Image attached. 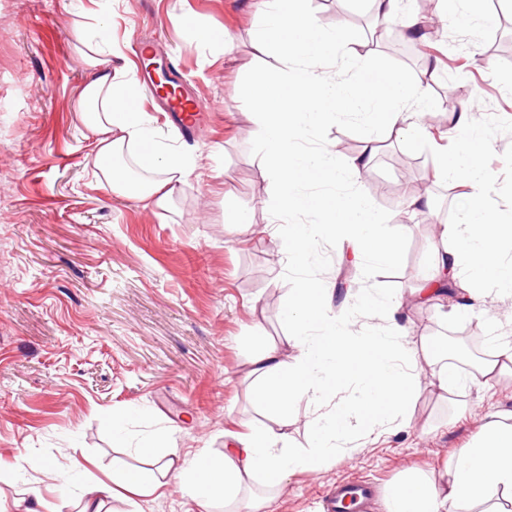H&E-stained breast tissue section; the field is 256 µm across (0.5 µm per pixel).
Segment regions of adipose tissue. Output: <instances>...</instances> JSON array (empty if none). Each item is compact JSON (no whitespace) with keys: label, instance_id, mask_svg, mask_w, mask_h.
Returning a JSON list of instances; mask_svg holds the SVG:
<instances>
[{"label":"adipose tissue","instance_id":"adipose-tissue-1","mask_svg":"<svg viewBox=\"0 0 512 512\" xmlns=\"http://www.w3.org/2000/svg\"><path fill=\"white\" fill-rule=\"evenodd\" d=\"M266 23L256 32L253 48L277 55L280 65L261 72L241 93L257 116L255 139L266 171L282 186L274 204L276 214L314 212L322 230L348 236L353 258L392 261L403 225L396 224L388 238L378 236L379 216L361 197L341 192L329 196L295 198L288 186L299 183L340 182L370 166L374 144H367L344 166L332 154H302L297 150L304 125L352 110L369 123L397 137L418 131L420 114L429 104L421 86H408L383 64L357 69L348 50L344 25L327 30L309 9L308 0H263ZM75 49L87 79L75 107L76 118L94 136V164L108 193L121 194L146 207L168 206L179 185L193 169L180 155L166 152L158 128L137 109V80L132 71L112 63L111 48L96 42L90 24L75 30ZM136 148L141 166L154 178L131 187L123 168L111 160ZM435 260L420 278L418 300L442 296L458 310L473 311L498 298L512 297V225L489 219L479 204H472L458 224L438 227ZM333 291L303 284L288 297L283 314L296 328L298 351L287 362L274 350L253 357L250 377L255 399L264 406L287 409L308 395L334 399L341 379H356L359 405L349 403L323 415L313 431L312 449L281 448L258 424L224 450L223 457H187L177 449L166 451L168 469L175 475L189 472L187 487L198 512L214 500H223L228 512H249L242 491L247 479L261 475L273 485L303 470H315L334 461L336 443L356 426L374 430L383 419L398 416L410 424L409 398L419 387L416 375L404 368L413 352L404 345L399 325L378 333L365 324L345 321L332 307ZM512 494V416L492 415L482 437L456 454L440 481H410L394 487L388 512H474L489 490Z\"/></svg>","mask_w":512,"mask_h":512}]
</instances>
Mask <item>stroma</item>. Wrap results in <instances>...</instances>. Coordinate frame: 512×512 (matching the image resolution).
Segmentation results:
<instances>
[{
	"instance_id": "1",
	"label": "stroma",
	"mask_w": 512,
	"mask_h": 512,
	"mask_svg": "<svg viewBox=\"0 0 512 512\" xmlns=\"http://www.w3.org/2000/svg\"><path fill=\"white\" fill-rule=\"evenodd\" d=\"M309 6L322 25L351 30L359 66L378 60L408 83L422 80L429 52L415 41L374 37L368 0ZM83 22L109 26L128 63L137 41L151 42L154 56L179 62L185 91L211 105L196 135L183 136L159 108L148 74L137 72L142 112L168 134V149L197 170L167 209L106 193L91 173L93 137L73 112L85 71L71 35ZM260 24L246 0H112L106 12L100 0H0V458L36 463L1 476V498L36 486L43 512H79L82 487L111 480L117 455L128 471L161 481L163 489L148 498L116 490L110 512H198L186 497V478L146 466L140 449L219 455L255 421L283 446L308 447L310 425L324 406L306 398L284 414L262 409L247 376L261 350L294 359V329L282 307L304 282L336 289L335 310L374 327L394 315L373 300L400 303L395 317L421 361L413 423L355 433L340 440L335 461L278 486L251 481L253 512H323L325 491L355 476L377 487L371 512H385L395 485L414 475L439 479L483 433L488 414L512 412L507 375L447 398L428 388L427 346L447 337L460 370L471 372L489 350L474 348L470 336L488 335L493 320L512 323V300L485 315L455 318L445 298L415 299L437 238L430 213L405 212L402 201L408 192L430 198L459 222L465 197L444 178L428 181L424 168L470 150L487 166L476 200L512 222V56L490 52L497 35L512 40V16L496 32L476 7L452 14L438 52L470 47L477 57L467 73L448 71L447 84L431 81L433 100L454 93L437 115L438 129L410 140L379 136L369 169L342 185L382 216V233L394 218L408 217L390 264L353 261L347 240L319 231L306 262L282 252L269 210L281 188L259 162L254 118L240 95L253 73L223 44L197 37L215 30L239 45ZM462 101L473 103L480 119L468 136L448 119ZM370 131L360 114L331 117L306 127L300 147L329 149L342 164L362 150ZM213 168L221 178L201 180ZM228 211L248 214L250 228L226 224ZM76 453L89 461L81 487L59 497Z\"/></svg>"
}]
</instances>
